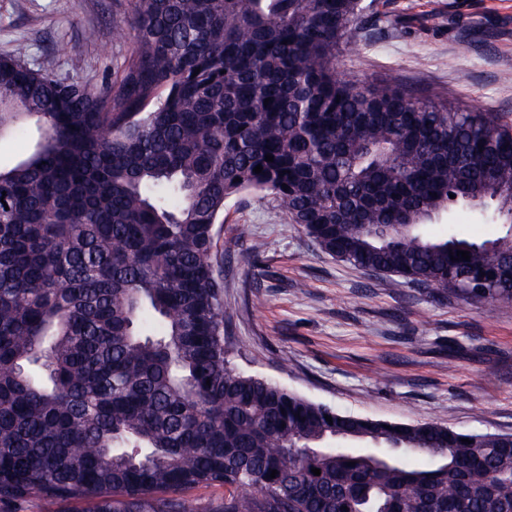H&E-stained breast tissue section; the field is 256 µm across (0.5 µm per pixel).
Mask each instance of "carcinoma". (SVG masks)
<instances>
[{
    "label": "carcinoma",
    "mask_w": 512,
    "mask_h": 512,
    "mask_svg": "<svg viewBox=\"0 0 512 512\" xmlns=\"http://www.w3.org/2000/svg\"><path fill=\"white\" fill-rule=\"evenodd\" d=\"M363 13L134 0L100 88L0 56V128L17 106L45 128L0 170L1 508L185 512L204 487L199 512H512L511 434L340 413L226 359L214 226L243 190L366 272L512 303V125L341 78ZM452 205L501 234L426 237Z\"/></svg>",
    "instance_id": "1"
}]
</instances>
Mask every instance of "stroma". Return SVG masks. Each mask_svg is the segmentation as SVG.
Returning a JSON list of instances; mask_svg holds the SVG:
<instances>
[{
  "instance_id": "obj_1",
  "label": "stroma",
  "mask_w": 512,
  "mask_h": 512,
  "mask_svg": "<svg viewBox=\"0 0 512 512\" xmlns=\"http://www.w3.org/2000/svg\"><path fill=\"white\" fill-rule=\"evenodd\" d=\"M343 77L403 87L512 118V0H369ZM96 41H87V29ZM30 45V67L99 87L133 49L132 0H0V55ZM0 135V167L29 157L43 130L21 115ZM496 237L490 215L453 206L426 227ZM226 356L239 372L373 419L512 433V304L435 297L323 253L272 196L228 197L215 226Z\"/></svg>"
}]
</instances>
